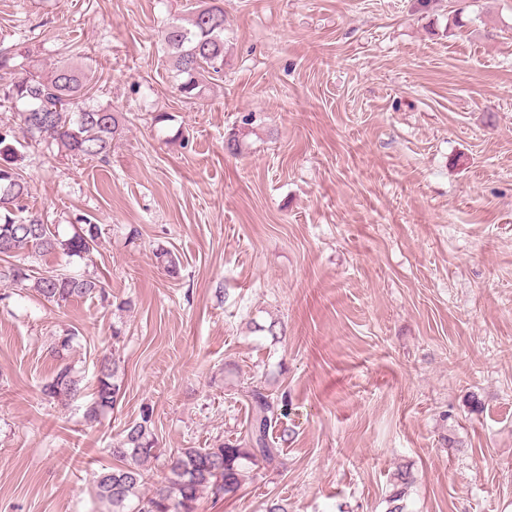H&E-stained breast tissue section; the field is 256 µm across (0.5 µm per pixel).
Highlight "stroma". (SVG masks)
Listing matches in <instances>:
<instances>
[{"mask_svg":"<svg viewBox=\"0 0 512 512\" xmlns=\"http://www.w3.org/2000/svg\"><path fill=\"white\" fill-rule=\"evenodd\" d=\"M188 2L0 0V46L92 69L126 118L103 162L26 150L30 208L101 230L26 265L112 298L0 282V512H99L93 474L145 405L151 481L242 441L253 385L288 396L280 463L197 512H386L400 467L407 512H512V0H224V75L190 101L160 41ZM71 328L85 391L121 360L94 423L41 395ZM120 359L112 353V357L103 355L98 362L96 374V391L91 401L86 403L85 418L95 422L106 411L112 410L120 396L119 381Z\"/></svg>","mask_w":512,"mask_h":512,"instance_id":"35a3bbf8","label":"stroma"}]
</instances>
